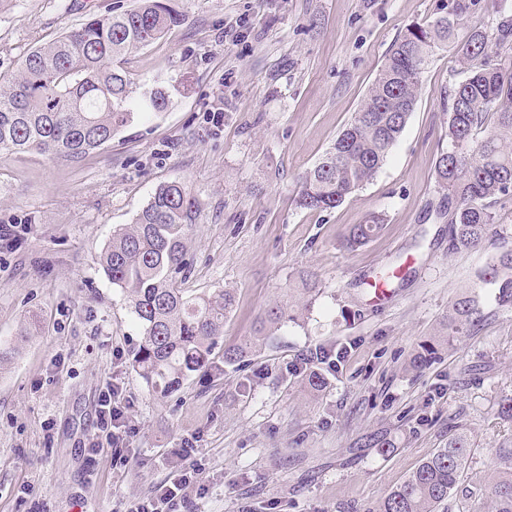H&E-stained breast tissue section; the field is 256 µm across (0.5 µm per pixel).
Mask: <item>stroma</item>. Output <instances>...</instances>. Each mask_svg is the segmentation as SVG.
Masks as SVG:
<instances>
[{"instance_id":"1","label":"stroma","mask_w":512,"mask_h":512,"mask_svg":"<svg viewBox=\"0 0 512 512\" xmlns=\"http://www.w3.org/2000/svg\"><path fill=\"white\" fill-rule=\"evenodd\" d=\"M446 0H171L183 21L131 55L137 87L160 84L163 111L135 119L84 161L0 155V512H124L153 495L194 448L201 486L188 512H371L418 464L465 433L457 488L439 512H472L512 439L499 405L512 396V308L480 293L486 250L448 251L434 164L445 148L452 51L423 73L407 125L376 176L328 212L296 206L299 177L350 121L396 37ZM113 0H0V78L32 48ZM185 181L201 203L185 241L197 292L230 289L223 345L316 274L320 294L235 371L197 374L152 396L131 367L142 329L99 254L156 188ZM372 212L384 230L350 251L342 237ZM398 271L374 304L367 281ZM484 318L420 369L459 295ZM25 343H18V336ZM348 350L310 394L300 354ZM250 392H243V385ZM133 436L100 430V399ZM390 440L391 453L362 447ZM97 450H90V440Z\"/></svg>"}]
</instances>
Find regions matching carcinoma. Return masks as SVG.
I'll use <instances>...</instances> for the list:
<instances>
[{"label": "carcinoma", "instance_id": "1", "mask_svg": "<svg viewBox=\"0 0 512 512\" xmlns=\"http://www.w3.org/2000/svg\"><path fill=\"white\" fill-rule=\"evenodd\" d=\"M478 0H448L426 25L406 28L392 43L374 83L350 122L300 178L298 208L324 212L342 205L373 179L402 135L421 92V77L441 50L461 63L462 78L448 91V148L435 160L436 182L448 209V252H491L482 282L499 306L512 308V230L498 225L494 199L512 194V11L501 10L488 29L455 37ZM182 20L169 0H116L54 41L29 51L17 72L0 80V154L33 151L79 163L112 141L135 117L166 105L160 86L131 96L134 78L125 67L135 52L162 38ZM200 204L191 188L174 180L157 187L133 222L112 233L100 266L120 288L142 328L132 366L157 397L167 398L195 373L212 369V356L233 311L229 289L190 294L180 287L188 272L184 238L197 223ZM385 219L368 214L343 237L348 250L365 246ZM294 302L270 305L255 336L222 351L224 365L239 369L277 330L297 322L320 292L310 271ZM480 321L477 301L457 299L448 314V335L466 333ZM303 359L312 392L324 375ZM467 457L456 436L437 449L383 499L378 512H437L453 492ZM494 512H512V469L488 485Z\"/></svg>", "mask_w": 512, "mask_h": 512}]
</instances>
